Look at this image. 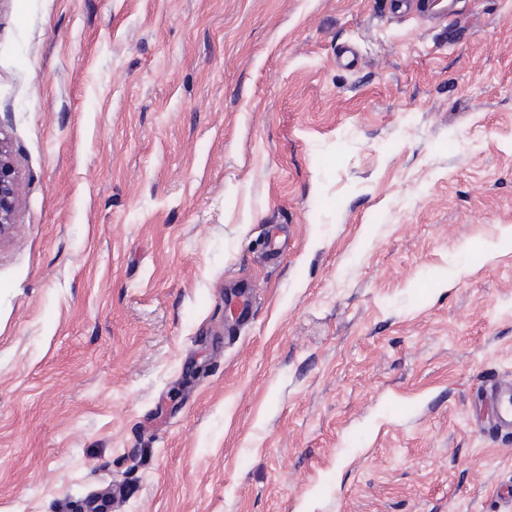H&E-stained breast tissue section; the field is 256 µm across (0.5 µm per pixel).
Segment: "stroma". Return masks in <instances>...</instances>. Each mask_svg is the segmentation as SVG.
I'll use <instances>...</instances> for the list:
<instances>
[{
  "instance_id": "1",
  "label": "stroma",
  "mask_w": 512,
  "mask_h": 512,
  "mask_svg": "<svg viewBox=\"0 0 512 512\" xmlns=\"http://www.w3.org/2000/svg\"><path fill=\"white\" fill-rule=\"evenodd\" d=\"M452 26L0 0V512H506L512 0ZM21 201V181L11 148L0 137V241L15 225V215ZM485 401L492 410L488 429L501 435H512V382L493 381L485 389ZM112 495L93 494L73 501L69 512H112Z\"/></svg>"
}]
</instances>
